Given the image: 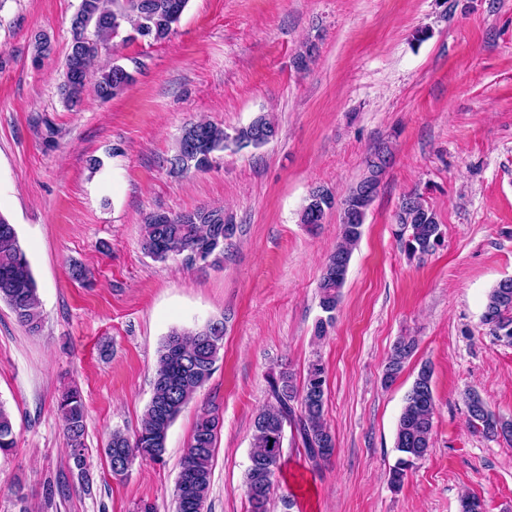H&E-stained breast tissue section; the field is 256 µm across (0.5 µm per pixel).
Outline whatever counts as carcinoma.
<instances>
[{"label":"carcinoma","instance_id":"cac0c4a2","mask_svg":"<svg viewBox=\"0 0 512 512\" xmlns=\"http://www.w3.org/2000/svg\"><path fill=\"white\" fill-rule=\"evenodd\" d=\"M189 0H81L78 16L72 20L69 51L64 60V79L59 93L71 107L80 106L89 84L100 98L121 94L134 77L122 64L112 63L91 81L92 67L108 52L112 40L125 27L139 37L161 41L168 37L187 8ZM190 133L179 137L171 162L181 170L202 171L211 166L216 154L230 146L242 150L267 145L279 133L274 118L256 116L231 135L224 126L210 121L189 125ZM391 152L378 146L365 161V172L342 201L340 239L329 255L319 283V306L326 318L315 325V336L326 334L341 299L353 247L359 240L367 212L378 194L389 166ZM335 205L332 193L314 188L300 214V223L314 231L322 224L323 210ZM398 238L404 251L423 255L441 240L436 214L417 193L403 197L396 214ZM238 225L224 220V208L204 206L184 213L156 211L143 224L141 246L156 261L181 256L190 265L209 258L211 265L224 254L225 240L233 239ZM0 301L5 302L17 321L34 333L42 321L41 302L30 261L22 248L15 225L0 214ZM481 325L496 342L512 345V279L502 280L490 291ZM224 339V323L211 321L200 329L169 331L159 349L152 395L134 436L112 432L106 448L110 468L122 475L136 459L160 461L167 449L168 431L197 392L211 378ZM415 348L408 337L396 342L385 366L383 381L389 383L400 373ZM268 403L254 418V432L245 473V491L250 512H269L271 494L284 459L285 440L300 447L311 470H317L336 451V440L324 417L325 369L320 360L311 361L303 384L287 370L267 377ZM470 424L491 438L512 441V421L496 416L480 397L467 394ZM58 411L64 424L70 460L86 478V409L76 389L62 394ZM435 400L432 369L420 368L399 417L395 448L400 453L390 470L389 482L396 489L408 471L426 457L432 447ZM218 417L205 413L194 427L181 463L174 489L175 512H204L213 476V459L218 436ZM15 446L14 426L9 412L0 404V453Z\"/></svg>","mask_w":512,"mask_h":512}]
</instances>
